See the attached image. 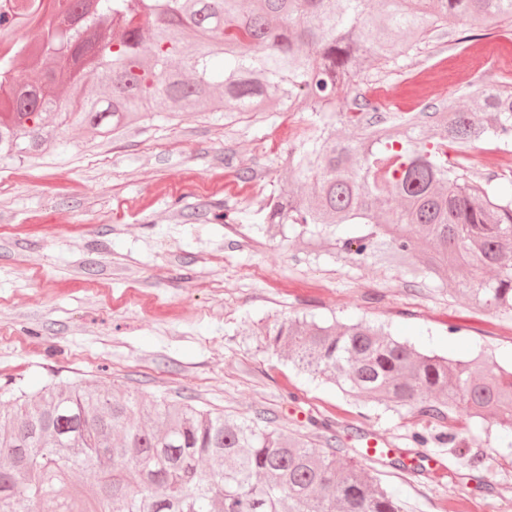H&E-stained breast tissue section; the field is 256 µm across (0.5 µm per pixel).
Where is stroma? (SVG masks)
I'll use <instances>...</instances> for the list:
<instances>
[{
    "mask_svg": "<svg viewBox=\"0 0 512 512\" xmlns=\"http://www.w3.org/2000/svg\"><path fill=\"white\" fill-rule=\"evenodd\" d=\"M446 30L397 67L366 69L337 111L378 100L387 112H422L512 82V28ZM307 125L297 111L180 112L113 137L72 124L38 155L0 158V385H98L264 417L314 441L327 421L345 459L370 439L445 465L435 475L365 460L406 512H448L456 500L463 512H512V439L496 427L459 417L465 456L481 459L468 467L447 446L412 441L416 414L345 395L265 347L260 329L298 313L363 319L449 358L512 364V317L471 295L369 262L313 259L257 231ZM450 158L512 173V147Z\"/></svg>",
    "mask_w": 512,
    "mask_h": 512,
    "instance_id": "stroma-1",
    "label": "stroma"
}]
</instances>
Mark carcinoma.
I'll return each mask as SVG.
<instances>
[{"label":"carcinoma","instance_id":"1","mask_svg":"<svg viewBox=\"0 0 512 512\" xmlns=\"http://www.w3.org/2000/svg\"><path fill=\"white\" fill-rule=\"evenodd\" d=\"M62 2L0 0V158L40 149L45 113L105 137L163 112L297 105L309 129L288 169L309 191L281 185L258 231L286 228L316 258L405 267L443 285L463 276L484 306L512 315V193L500 177L448 161L450 148L512 145V84L478 88L466 108L387 117L367 102L336 111L339 91L366 67L397 65L450 18L512 27V0H73L84 20L69 33L70 57L102 49L108 60L93 66L103 92L83 97L78 112L57 111L44 87L20 82L13 68L20 56L59 49ZM31 22L43 30L37 47L13 38ZM108 22L112 41L86 36ZM264 340L300 372L444 423L436 434L413 432L417 445L460 447L458 414L512 433V370L499 365L424 353L365 321L291 317ZM0 399V512H58L61 503L66 512H405L342 449L298 432L100 388L47 385L33 399L9 383ZM77 470L111 477L112 496L85 494Z\"/></svg>","mask_w":512,"mask_h":512}]
</instances>
